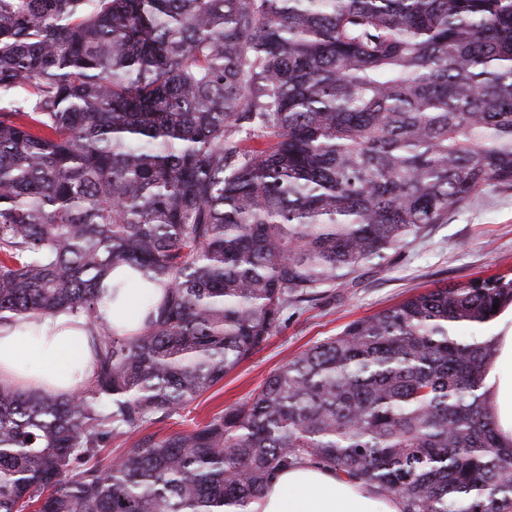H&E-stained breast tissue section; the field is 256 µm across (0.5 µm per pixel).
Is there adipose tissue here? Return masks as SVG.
Returning <instances> with one entry per match:
<instances>
[{"label": "adipose tissue", "instance_id": "adipose-tissue-1", "mask_svg": "<svg viewBox=\"0 0 512 512\" xmlns=\"http://www.w3.org/2000/svg\"><path fill=\"white\" fill-rule=\"evenodd\" d=\"M122 289H115V282ZM107 301L101 316L119 335L141 327L146 297L161 296V288L146 289L129 270L110 272L101 283ZM495 353L489 363L484 391L498 429L512 441V306L497 318ZM94 354L86 320L66 313L20 318L0 327V384L53 394L73 392L92 375ZM253 512H401L397 499L384 497L363 483L335 471L302 463L280 472L254 504Z\"/></svg>", "mask_w": 512, "mask_h": 512}]
</instances>
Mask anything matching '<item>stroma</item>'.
Wrapping results in <instances>:
<instances>
[{"instance_id":"obj_1","label":"stroma","mask_w":512,"mask_h":512,"mask_svg":"<svg viewBox=\"0 0 512 512\" xmlns=\"http://www.w3.org/2000/svg\"><path fill=\"white\" fill-rule=\"evenodd\" d=\"M512 276V190L488 192L449 214L380 263L364 265L355 280L326 289L316 300L289 307L254 354L179 415L157 424L160 435L190 431L246 401L291 358L348 323L450 283Z\"/></svg>"}]
</instances>
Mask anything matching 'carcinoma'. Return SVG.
<instances>
[{"label": "carcinoma", "mask_w": 512, "mask_h": 512, "mask_svg": "<svg viewBox=\"0 0 512 512\" xmlns=\"http://www.w3.org/2000/svg\"><path fill=\"white\" fill-rule=\"evenodd\" d=\"M511 189L512 0H0V326L70 312L95 343L67 396L0 384V512H252L300 461L401 512H512L494 343L459 336L512 276L352 321L150 431L288 307ZM124 267L165 288L133 337L100 314Z\"/></svg>", "instance_id": "obj_1"}]
</instances>
